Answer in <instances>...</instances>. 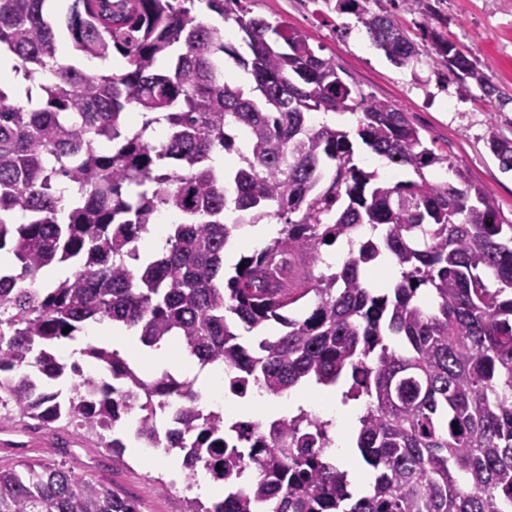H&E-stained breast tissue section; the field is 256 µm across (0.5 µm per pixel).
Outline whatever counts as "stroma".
Wrapping results in <instances>:
<instances>
[{"label":"stroma","instance_id":"35a3bbf8","mask_svg":"<svg viewBox=\"0 0 512 512\" xmlns=\"http://www.w3.org/2000/svg\"><path fill=\"white\" fill-rule=\"evenodd\" d=\"M248 7L306 33L363 95L394 103L429 146L488 192L499 218L512 223V171L500 168L485 143L492 123L512 138V0H421L398 15L411 35L424 23L471 55L498 89L490 97L427 58L412 69L394 66L357 17L336 13L331 0H248ZM30 459L65 464L82 479L136 500L140 512H184L186 500L197 495L172 456L147 458L128 449L116 458L95 434L71 426L35 430L18 418L0 426V467Z\"/></svg>","mask_w":512,"mask_h":512}]
</instances>
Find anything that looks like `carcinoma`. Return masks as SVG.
I'll list each match as a JSON object with an SVG mask.
<instances>
[{
    "label": "carcinoma",
    "mask_w": 512,
    "mask_h": 512,
    "mask_svg": "<svg viewBox=\"0 0 512 512\" xmlns=\"http://www.w3.org/2000/svg\"><path fill=\"white\" fill-rule=\"evenodd\" d=\"M232 18L251 59L196 16ZM336 0L398 67L422 52L458 79L497 92L487 74L432 31L419 45L397 14ZM45 0H0V49L16 59L0 85V425L93 430L114 455L151 441L183 454L188 478L220 463L224 497L185 512H512V224L488 194L389 101L344 83L308 36L251 15L243 0H71L66 30L88 59L126 67L87 73L57 56ZM248 69L244 88L224 57ZM40 86L28 81L44 72ZM349 113L345 131L315 114ZM170 139L150 144L155 126ZM414 178L387 184L355 160L356 141ZM486 143L512 171V139ZM236 166L213 164L216 148ZM78 186L68 206L54 187ZM180 215L165 247L137 254L156 212ZM275 218L276 236L224 275L233 232ZM344 240L341 263L321 248ZM399 267L388 288L365 285L383 257ZM73 272L45 288L44 270ZM244 268H239V264ZM109 321L140 343L175 340L202 366L237 370L230 389L256 383L275 396L308 382L364 403L355 448L374 472L360 496L323 452L332 423L298 408L272 435L239 448L224 414L200 404L163 370L147 380L119 350L87 346L109 379L57 358L61 341ZM71 327L68 333L63 329ZM183 407L161 429L154 409ZM143 419L117 426L133 404ZM251 472L250 483L238 477ZM0 512H140L63 464L0 467Z\"/></svg>",
    "instance_id": "1"
}]
</instances>
